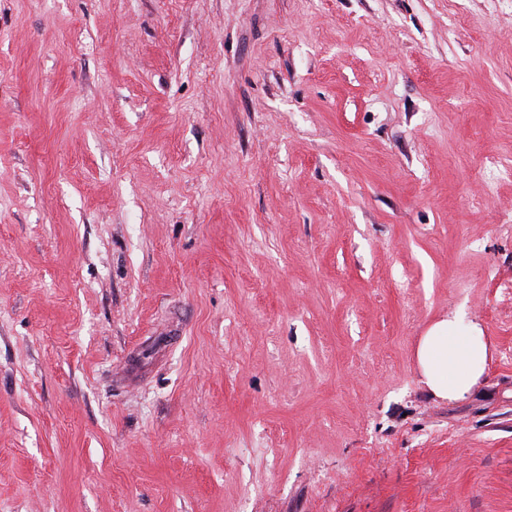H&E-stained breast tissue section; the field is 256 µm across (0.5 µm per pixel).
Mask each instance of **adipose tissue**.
<instances>
[{
  "label": "adipose tissue",
  "mask_w": 512,
  "mask_h": 512,
  "mask_svg": "<svg viewBox=\"0 0 512 512\" xmlns=\"http://www.w3.org/2000/svg\"><path fill=\"white\" fill-rule=\"evenodd\" d=\"M458 318L435 322L420 337L416 363L422 383L437 398L466 399L487 369L489 345L482 328L472 324L460 335Z\"/></svg>",
  "instance_id": "adipose-tissue-1"
}]
</instances>
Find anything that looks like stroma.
I'll return each instance as SVG.
<instances>
[{
	"label": "stroma",
	"mask_w": 512,
	"mask_h": 512,
	"mask_svg": "<svg viewBox=\"0 0 512 512\" xmlns=\"http://www.w3.org/2000/svg\"><path fill=\"white\" fill-rule=\"evenodd\" d=\"M0 512H512V0H0ZM457 317L435 322L420 337L416 363L422 383L437 398L464 400L487 369L489 345L482 328L467 326L468 335L459 336L462 328Z\"/></svg>",
	"instance_id": "stroma-1"
}]
</instances>
